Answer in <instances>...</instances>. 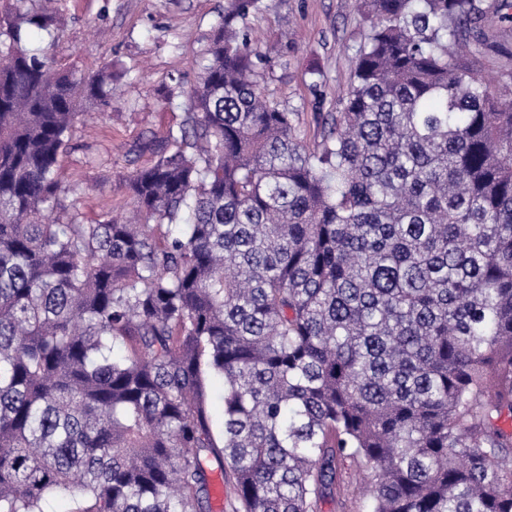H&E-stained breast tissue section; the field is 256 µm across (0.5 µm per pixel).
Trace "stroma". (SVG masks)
I'll return each mask as SVG.
<instances>
[{
	"instance_id": "1",
	"label": "stroma",
	"mask_w": 512,
	"mask_h": 512,
	"mask_svg": "<svg viewBox=\"0 0 512 512\" xmlns=\"http://www.w3.org/2000/svg\"><path fill=\"white\" fill-rule=\"evenodd\" d=\"M226 0H54L49 30L27 31L30 46L51 45L57 61L84 73L111 68L116 95L109 112L88 109L60 159L63 181L81 182L83 195L67 197L68 211L85 221L131 216L125 181L149 164L142 136L165 139L182 121L185 93L197 82L202 56L224 15ZM366 32L359 0H263L248 24L251 48L271 64L259 76L270 101L297 113L300 135L317 144L312 115L335 111L350 81L351 60ZM182 97L166 104V88ZM363 467L340 464V490L320 512H359L352 487Z\"/></svg>"
}]
</instances>
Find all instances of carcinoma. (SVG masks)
Here are the masks:
<instances>
[{
    "label": "carcinoma",
    "instance_id": "cac0c4a2",
    "mask_svg": "<svg viewBox=\"0 0 512 512\" xmlns=\"http://www.w3.org/2000/svg\"><path fill=\"white\" fill-rule=\"evenodd\" d=\"M29 2L0 30V512H213L214 471L231 512H318L347 457L364 512H512V81L478 72L512 0H361L312 147L259 84L261 0H229L140 143L141 224L67 212L112 72L28 48Z\"/></svg>",
    "mask_w": 512,
    "mask_h": 512
}]
</instances>
